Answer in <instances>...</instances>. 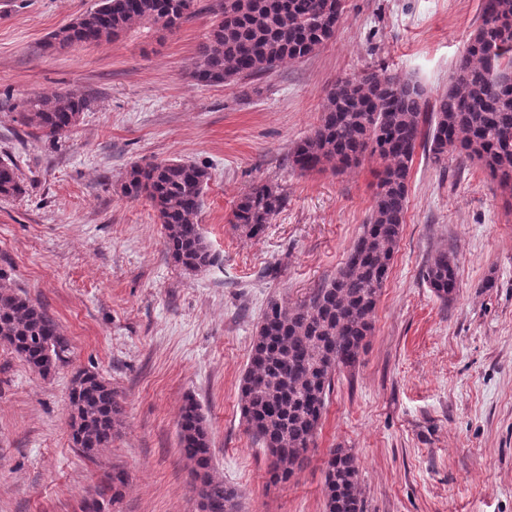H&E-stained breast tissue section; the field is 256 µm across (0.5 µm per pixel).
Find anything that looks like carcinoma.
<instances>
[{
  "mask_svg": "<svg viewBox=\"0 0 512 512\" xmlns=\"http://www.w3.org/2000/svg\"><path fill=\"white\" fill-rule=\"evenodd\" d=\"M478 9L480 22L445 91L432 99L416 80L385 72L341 78L326 93L319 124L290 153L292 167L302 173L345 171L368 156L377 158L381 169L363 231L336 275L306 301H271L257 328L240 400L247 430L264 449L277 482L307 464L336 372L356 364L373 331L405 223L417 147L436 165L455 152L512 193V0H479ZM196 13L197 0H100L95 9L50 33L47 46L92 47L144 25L175 33ZM342 14L343 0H219L196 49L191 77L202 86L220 85L269 73L286 61L300 62L334 37ZM88 107L83 96L54 93L23 108L19 121L56 138L72 131ZM209 179L203 167L168 160L133 164L123 185L125 196L153 204L164 227L166 255L189 273H201L214 262L198 222ZM23 191L17 164L0 159V197ZM282 205L278 190L255 187L238 200L232 223L255 237ZM425 279L444 301L456 292V265L448 250L436 252ZM0 342L44 377L65 364L72 351L57 321L17 292L3 269ZM67 411L74 447L86 457L112 447L120 434L122 400L95 370L74 377ZM178 428L198 505L207 512H240L238 491L213 474L209 431L192 397L181 408ZM127 483V473L112 468L83 512L117 508ZM325 512H364L358 463L346 448L334 449L327 462Z\"/></svg>",
  "mask_w": 512,
  "mask_h": 512,
  "instance_id": "cac0c4a2",
  "label": "carcinoma"
}]
</instances>
